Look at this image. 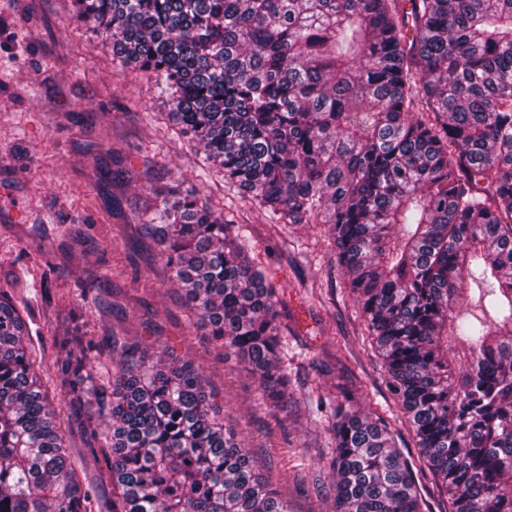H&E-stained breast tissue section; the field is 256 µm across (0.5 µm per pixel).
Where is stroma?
I'll list each match as a JSON object with an SVG mask.
<instances>
[{"mask_svg":"<svg viewBox=\"0 0 512 512\" xmlns=\"http://www.w3.org/2000/svg\"><path fill=\"white\" fill-rule=\"evenodd\" d=\"M72 3L0 0V288L31 309L32 340L46 355L71 313L88 337H138L149 353L167 348L199 365L216 409L247 433L257 469L291 512H332L331 437L309 418L308 395L346 390L367 413L388 392L322 226L267 223L220 174L199 186L249 225L275 275L294 404L269 408L235 361L221 362L218 347L190 331L155 248L124 243L156 189L194 184L201 160L159 107L152 79L116 74L111 50L72 21ZM274 420L279 447L270 450L260 427Z\"/></svg>","mask_w":512,"mask_h":512,"instance_id":"obj_1","label":"stroma"}]
</instances>
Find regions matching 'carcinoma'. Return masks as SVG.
<instances>
[{
    "label": "carcinoma",
    "mask_w": 512,
    "mask_h": 512,
    "mask_svg": "<svg viewBox=\"0 0 512 512\" xmlns=\"http://www.w3.org/2000/svg\"><path fill=\"white\" fill-rule=\"evenodd\" d=\"M122 71L267 223L322 224L394 405L449 512H512V0H74ZM138 238L223 356L281 407L278 287L247 225L197 186ZM112 350V380L103 357ZM50 400L24 308L0 289V512H290L202 371L77 338ZM333 512H429L391 422L330 393ZM96 465L83 480L61 419Z\"/></svg>",
    "instance_id": "cac0c4a2"
}]
</instances>
